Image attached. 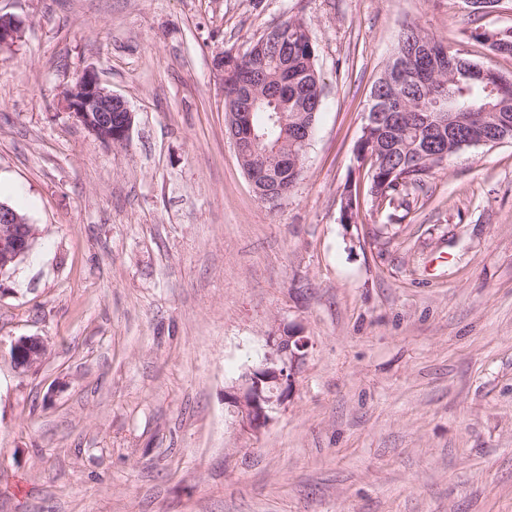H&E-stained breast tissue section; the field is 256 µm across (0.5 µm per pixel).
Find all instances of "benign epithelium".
<instances>
[{"mask_svg": "<svg viewBox=\"0 0 512 512\" xmlns=\"http://www.w3.org/2000/svg\"><path fill=\"white\" fill-rule=\"evenodd\" d=\"M23 23L19 17L0 14V46L14 43ZM406 78L405 64L393 61L383 74V84L395 86ZM64 104L76 122L91 131L100 142L124 145L129 139L132 112L126 101L105 87L93 69L85 70L76 82L64 91ZM261 98L259 87L241 83L238 90L224 95V100H238V107H252ZM227 127L239 161L246 149L257 151L255 141L247 143L236 136L237 112H228ZM37 231L29 219L6 203H0V277L9 273L32 250ZM311 342L300 326H290L279 336L268 338L269 351L258 365L248 368L239 382L224 391V401L238 418L244 430L257 434L267 428L275 414L289 400L296 377ZM39 336H21L11 342L10 356L15 366L29 369L45 354Z\"/></svg>", "mask_w": 512, "mask_h": 512, "instance_id": "7a95c632", "label": "benign epithelium"}]
</instances>
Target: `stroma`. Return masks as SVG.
Instances as JSON below:
<instances>
[{"label": "stroma", "instance_id": "stroma-1", "mask_svg": "<svg viewBox=\"0 0 512 512\" xmlns=\"http://www.w3.org/2000/svg\"><path fill=\"white\" fill-rule=\"evenodd\" d=\"M0 201L36 224L0 280V512H512V143L458 151L409 210L356 161L405 26L470 39L512 0H0ZM303 20L322 109L276 204L225 135L222 52ZM134 115L96 140L61 92L86 69ZM354 223L341 221L344 188ZM300 325L273 423L224 390ZM41 337L30 369L11 342Z\"/></svg>", "mask_w": 512, "mask_h": 512}]
</instances>
